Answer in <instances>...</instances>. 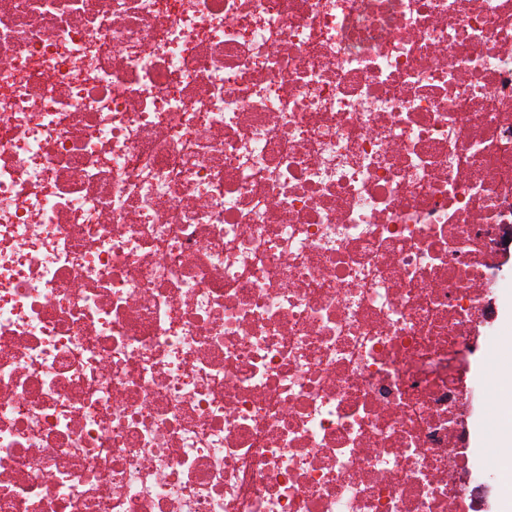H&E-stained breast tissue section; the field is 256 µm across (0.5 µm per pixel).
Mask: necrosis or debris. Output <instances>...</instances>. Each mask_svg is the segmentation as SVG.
<instances>
[{"mask_svg": "<svg viewBox=\"0 0 512 512\" xmlns=\"http://www.w3.org/2000/svg\"><path fill=\"white\" fill-rule=\"evenodd\" d=\"M512 0H0V512H478ZM492 370L478 356L471 357L470 371L468 373L471 386V411L467 418L465 443L468 447L469 472L467 487L473 488L478 483H485L486 489L480 493L482 509L485 512H505L501 496L496 489L494 472L490 464L488 448H493L496 432L492 431L485 419V415L492 411V398L495 391L492 385H487Z\"/></svg>", "mask_w": 512, "mask_h": 512, "instance_id": "1", "label": "necrosis or debris"}]
</instances>
